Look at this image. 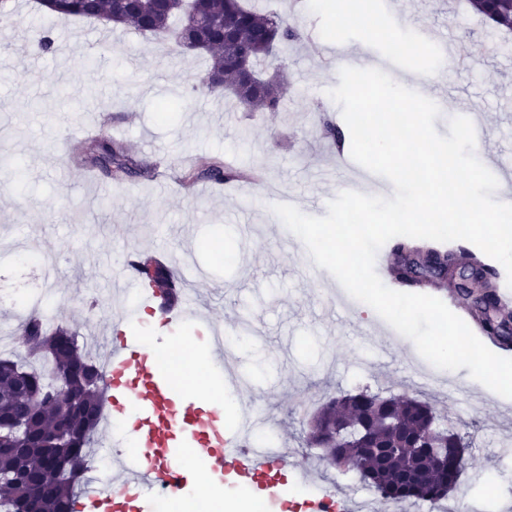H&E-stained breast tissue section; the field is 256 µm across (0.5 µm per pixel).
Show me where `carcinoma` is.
<instances>
[{
	"label": "carcinoma",
	"mask_w": 512,
	"mask_h": 512,
	"mask_svg": "<svg viewBox=\"0 0 512 512\" xmlns=\"http://www.w3.org/2000/svg\"><path fill=\"white\" fill-rule=\"evenodd\" d=\"M470 9L495 28L512 33V0H467ZM60 17L103 19L142 34L168 37L181 33L182 47L210 60L198 88L207 93L230 91L251 112L282 111L288 90L284 83L265 79L259 66L302 33L275 12L249 7L244 0H40ZM323 137L339 148L344 133L322 118ZM77 163L121 184L132 178L151 179L155 167L137 158L124 141L107 132L89 135ZM248 174L220 156L188 166L183 182L223 185ZM130 265L137 277L151 269L145 285L164 307L180 298L169 266L151 255L135 253ZM389 278L415 292L437 293L456 309L465 310L482 335L501 348L512 347V303L504 298L497 272L480 250L444 248L430 240L398 238L391 247ZM27 358L52 361V374L22 361L0 358V417L13 424L0 430V512H20L31 494V482L44 480L47 489L37 512H72L80 487L67 469L47 477L46 462L74 455L89 462L94 433L100 424L105 381L76 333L58 325L49 328L38 317L22 328ZM64 417L68 432L54 433ZM311 439L327 449L342 446L357 458L360 479L397 503L437 504L445 499L448 476L430 465L433 448L456 449L463 437L434 412L427 402L410 397H384L368 389L346 393L312 415ZM374 448H398L391 461L381 460Z\"/></svg>",
	"instance_id": "1"
}]
</instances>
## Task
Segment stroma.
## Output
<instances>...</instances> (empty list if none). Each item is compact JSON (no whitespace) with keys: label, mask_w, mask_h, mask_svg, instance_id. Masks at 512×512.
<instances>
[{"label":"stroma","mask_w":512,"mask_h":512,"mask_svg":"<svg viewBox=\"0 0 512 512\" xmlns=\"http://www.w3.org/2000/svg\"><path fill=\"white\" fill-rule=\"evenodd\" d=\"M0 23V358L25 353L22 325L42 293L55 301L57 323L77 329L80 344L102 347L112 333L110 282L134 252L173 269L182 287L195 289L208 315L240 336L227 360L260 397L262 432L287 449L292 468L311 469L316 481L292 484L300 502L331 488L373 499L354 471L328 464L306 441L305 400L319 409L329 398L362 388L386 396L419 397L471 443L465 469L448 504L468 512H502L512 502V399L473 380L468 369L434 367L408 338L378 351L371 333L378 314L351 303L337 312L346 292L330 274L315 276L306 248L273 213L286 203L312 216L327 213L349 169L321 136L319 114L340 117L328 95L338 86L339 59L329 44L388 55L384 43L357 21L330 25L318 0H260L308 33L310 42L289 51L283 72L288 87L281 112H249L230 94L200 95L193 86L207 70L192 51L99 22L62 19L38 0H13ZM373 11L394 34L410 42L393 79L410 62L435 59L432 46L413 40L424 24L454 43L468 61L448 64L440 81L448 105L435 121L477 112L479 160H512V35L481 22L466 0H373ZM50 32L57 51L37 54L33 44ZM178 105L166 119L162 103ZM103 123L129 142L157 170L177 172L189 155L232 159L260 169L259 181L223 186L198 183L185 192L174 180L131 179L115 184L91 177L75 162L85 130ZM52 253L56 275L21 264L17 252ZM192 265H182L184 255Z\"/></svg>","instance_id":"stroma-1"}]
</instances>
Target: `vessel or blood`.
<instances>
[{
	"mask_svg": "<svg viewBox=\"0 0 512 512\" xmlns=\"http://www.w3.org/2000/svg\"><path fill=\"white\" fill-rule=\"evenodd\" d=\"M113 305L119 322L137 320V308L126 305V295L140 291L131 270L114 277ZM165 327L188 324L208 332L207 350L219 367V380L230 390L242 387L238 372L225 361L224 327L205 317L194 291L182 289L178 307L162 311ZM112 415L128 420L130 430L112 433V467L116 473L112 490L89 499V512H131L133 503L150 504L163 496H177L191 473L185 459V444L201 448L202 460L225 485L249 488L263 497L281 502L283 512H293L288 500V454L280 448L251 443L265 417L249 402H242L235 419L199 408L179 413L182 400L173 374L161 372L146 337L118 334L112 339ZM133 451H126V444Z\"/></svg>",
	"mask_w": 512,
	"mask_h": 512,
	"instance_id": "b4317fda",
	"label": "vessel or blood"
}]
</instances>
